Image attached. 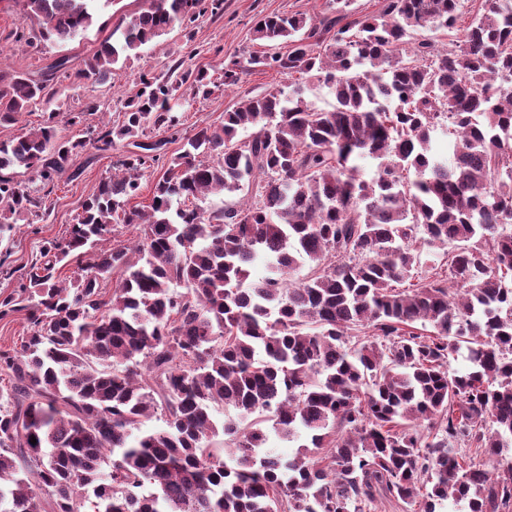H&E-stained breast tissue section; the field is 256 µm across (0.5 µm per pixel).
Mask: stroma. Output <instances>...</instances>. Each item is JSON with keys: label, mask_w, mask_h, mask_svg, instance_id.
<instances>
[{"label": "stroma", "mask_w": 512, "mask_h": 512, "mask_svg": "<svg viewBox=\"0 0 512 512\" xmlns=\"http://www.w3.org/2000/svg\"><path fill=\"white\" fill-rule=\"evenodd\" d=\"M325 0H224L223 13L201 17L190 29L176 27L152 44L144 47L140 58L116 68L103 84H83L57 95L54 108L59 112L83 110L88 102H97L99 112L91 116L88 125L71 126L58 122L59 136L87 139L88 126L98 129L118 127L123 104L138 90L140 72L148 70L164 77L176 62L190 61L192 67L207 70L219 78L223 63L231 59L261 53L263 45L255 40L253 27L258 18L269 14L290 15L305 12L320 14ZM142 0H114L99 8L95 23L84 37L47 47V59L69 57L70 69L82 68L99 43L112 30L119 18L140 10ZM285 76L267 67H255L242 74L236 85L215 88L208 99L200 100L183 111V130L193 132L203 124L220 122L225 112L233 110L245 96L285 84ZM124 144L107 152L88 147L73 159L79 176L63 175L46 199L47 211L26 214L11 232L0 236V298L13 292L18 281L38 255L42 244L65 237L70 224L81 211L85 199L97 187L101 178L123 155Z\"/></svg>", "instance_id": "obj_1"}]
</instances>
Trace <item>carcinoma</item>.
<instances>
[{
    "mask_svg": "<svg viewBox=\"0 0 512 512\" xmlns=\"http://www.w3.org/2000/svg\"><path fill=\"white\" fill-rule=\"evenodd\" d=\"M99 1L22 0L39 31L12 44L81 37ZM223 4L143 0L73 74L0 69V126L50 103L54 74L105 83ZM352 4L264 16L268 51L224 66L226 86L252 65L315 77L330 107L291 82L169 158L175 92L215 85L180 61L173 79L142 72L119 129L92 138L132 149L0 299V319L30 325L0 351V512H512V461L488 468L512 448V0H480L465 23L462 0ZM453 30L438 50L430 33ZM57 116L0 141L1 233L45 205L15 174L49 188L86 146L56 139ZM450 127L443 157L433 139ZM159 167L151 202L129 206ZM224 193L240 197L202 206ZM425 247L436 260L416 276ZM268 421L293 455L267 447Z\"/></svg>",
    "mask_w": 512,
    "mask_h": 512,
    "instance_id": "1",
    "label": "carcinoma"
}]
</instances>
